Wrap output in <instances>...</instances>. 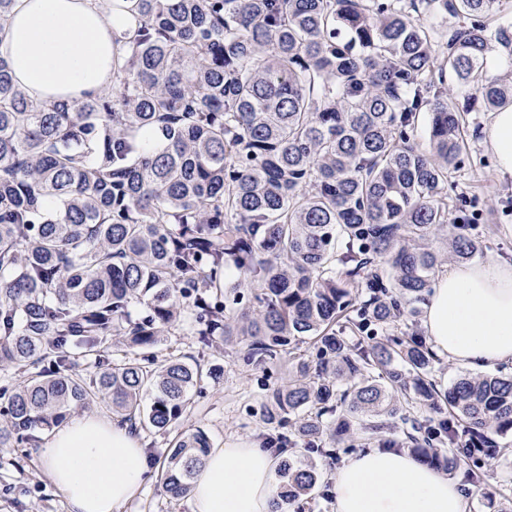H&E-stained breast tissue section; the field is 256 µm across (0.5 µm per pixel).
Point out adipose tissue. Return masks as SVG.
<instances>
[{"label":"adipose tissue","instance_id":"1","mask_svg":"<svg viewBox=\"0 0 512 512\" xmlns=\"http://www.w3.org/2000/svg\"><path fill=\"white\" fill-rule=\"evenodd\" d=\"M112 0H14L0 24V58L36 100L83 101L112 83ZM501 177H512V104L485 130ZM424 326L438 356L490 368L512 362V262L458 263L434 285ZM280 457L258 444L230 442L204 458L189 512H277ZM41 464L69 512H117L150 472L143 438L129 424L82 413L55 427ZM456 481L406 453L370 448L337 470L334 512H466Z\"/></svg>","mask_w":512,"mask_h":512}]
</instances>
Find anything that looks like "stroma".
<instances>
[{"instance_id":"obj_1","label":"stroma","mask_w":512,"mask_h":512,"mask_svg":"<svg viewBox=\"0 0 512 512\" xmlns=\"http://www.w3.org/2000/svg\"><path fill=\"white\" fill-rule=\"evenodd\" d=\"M470 146L464 167L448 183V221L471 224L484 244V259L512 261V178H501L485 142L490 115L474 108L467 116ZM310 338L290 345L274 364L260 366L247 357L245 340L228 342L223 352L200 344L189 323H182L161 337L154 352L158 357L177 356L199 364L203 376L193 389L192 402L169 432L140 427L155 465H162L174 435L203 429L213 447L231 441L259 442L271 429L262 414L268 388L288 379V365L309 357ZM33 443L0 448V512H67L63 493L43 471L39 449L46 432H33ZM322 493L289 505L288 512H333L334 479L341 460L317 457ZM118 512H188L185 500H175L162 491V476L154 474L138 497Z\"/></svg>"}]
</instances>
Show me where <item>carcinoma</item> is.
I'll use <instances>...</instances> for the list:
<instances>
[{
    "label": "carcinoma",
    "mask_w": 512,
    "mask_h": 512,
    "mask_svg": "<svg viewBox=\"0 0 512 512\" xmlns=\"http://www.w3.org/2000/svg\"><path fill=\"white\" fill-rule=\"evenodd\" d=\"M112 86L38 101L0 58V447L97 401L131 425L173 428L202 376L156 362L158 337L189 318L198 341L245 336L259 364L304 336L288 385L267 390L271 448L338 458L404 448L488 484L512 453V374H469L441 391L417 327L448 258L482 253L448 224V178L469 149L474 91L512 103V0H125ZM458 19L440 31L424 22ZM427 116L430 149L414 139ZM444 239L451 251L435 243ZM257 284L250 305L242 282ZM146 304L128 319L134 301ZM143 358L112 359V336ZM95 357L88 380L73 373ZM156 397L145 408L142 399ZM211 450L201 429L168 448L163 490L187 495ZM282 501L320 473L282 461Z\"/></svg>",
    "instance_id": "carcinoma-1"
}]
</instances>
